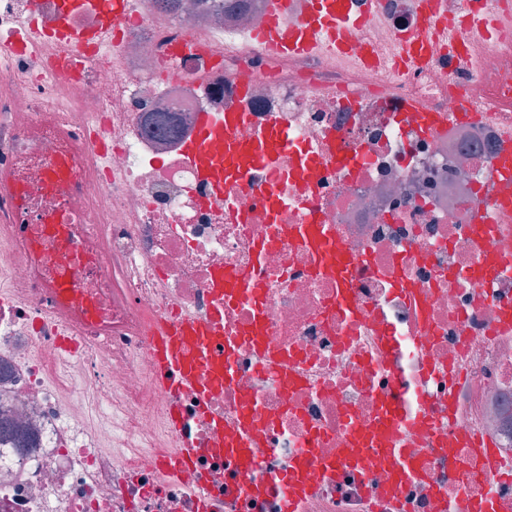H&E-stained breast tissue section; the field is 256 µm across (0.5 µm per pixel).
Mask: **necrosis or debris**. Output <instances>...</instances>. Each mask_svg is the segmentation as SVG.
<instances>
[{"label":"necrosis or debris","mask_w":512,"mask_h":512,"mask_svg":"<svg viewBox=\"0 0 512 512\" xmlns=\"http://www.w3.org/2000/svg\"><path fill=\"white\" fill-rule=\"evenodd\" d=\"M447 38L427 45L428 65H396L399 41L418 35L417 0H350L366 21L343 64L335 52L266 53L252 33L264 0L246 14L229 0L194 11H135L116 39L80 50L71 102L58 101L53 63L0 57V172L25 199L0 189V512H282L276 497L240 496L229 440L248 413L271 427L253 440V481L279 476L310 446L312 488L296 512H394L395 472L329 475L352 426L378 419L401 394L410 453L427 479L403 489V512H450L460 497L512 512V29L496 27L512 0H444ZM493 22L474 45L476 69L452 63L473 20ZM98 0L62 20L56 0H0V46L23 27L91 36ZM247 112L237 139L271 122L293 147L252 169L211 203L182 150L201 111ZM165 110L166 138L149 126ZM106 159L93 161L92 128ZM342 145L352 168L329 158ZM322 163L312 182L293 172ZM69 182L52 193L54 166ZM276 193L277 213L263 197ZM317 217L327 240L352 258L350 310L299 234ZM255 269L257 300L218 302L219 272ZM69 274L91 309L77 317L53 283ZM222 312L238 348L234 377L199 401L184 390V432L202 451L196 467L168 472L178 448L169 403L156 382L149 328L180 313ZM79 351L57 364V326ZM87 396L88 417L71 407ZM492 451L499 475L474 471Z\"/></svg>","instance_id":"4bbe7bcc"}]
</instances>
